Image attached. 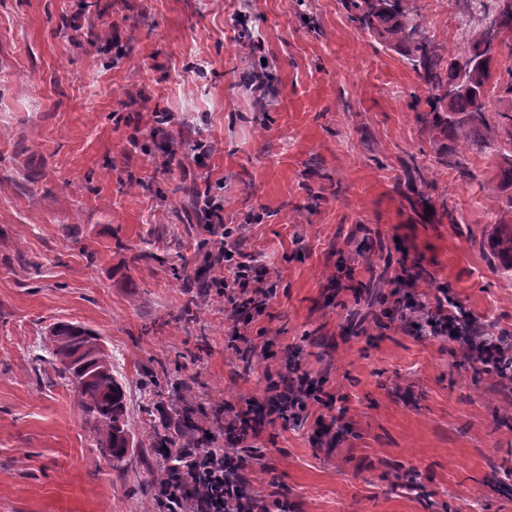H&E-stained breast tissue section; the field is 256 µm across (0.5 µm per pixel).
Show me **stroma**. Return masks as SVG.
I'll use <instances>...</instances> for the list:
<instances>
[{"instance_id": "35a3bbf8", "label": "stroma", "mask_w": 512, "mask_h": 512, "mask_svg": "<svg viewBox=\"0 0 512 512\" xmlns=\"http://www.w3.org/2000/svg\"><path fill=\"white\" fill-rule=\"evenodd\" d=\"M410 5L466 46L461 0ZM242 15L273 66L263 95L240 83ZM428 97L344 0H0V512H156L158 407L181 418L186 387L229 418L294 362L326 377L345 432L318 444L312 422L262 421L255 490L290 512H512V393L367 303L405 268L419 300L447 288L512 334L496 157L423 122ZM157 112L174 119L156 133ZM190 186L222 187L225 224L269 265L276 296L236 341L216 289L180 281L221 272ZM59 321L97 332L124 382L122 466L44 358ZM397 465L420 487H392Z\"/></svg>"}]
</instances>
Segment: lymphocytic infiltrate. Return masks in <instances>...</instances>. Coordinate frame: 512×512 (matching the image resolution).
Wrapping results in <instances>:
<instances>
[{
    "mask_svg": "<svg viewBox=\"0 0 512 512\" xmlns=\"http://www.w3.org/2000/svg\"><path fill=\"white\" fill-rule=\"evenodd\" d=\"M205 223L223 256L224 271L215 276L214 283L225 303L238 311L231 333L238 339L246 336L252 311L262 310L274 296L266 280L268 268L256 255L240 250L237 238L224 223L223 203H212ZM323 385V380L291 365L268 391L280 419L297 423L314 419L316 438L331 441L336 437L339 416L314 417L309 409L311 403H322ZM254 405V399H245L235 421L225 426L227 438L240 450L239 456H229L217 438L204 435L199 436L196 447L176 450L177 466L168 468L156 486L158 512H269L263 495L255 494L248 500L241 495L245 457L255 452L259 437L249 423Z\"/></svg>",
    "mask_w": 512,
    "mask_h": 512,
    "instance_id": "obj_1",
    "label": "lymphocytic infiltrate"
}]
</instances>
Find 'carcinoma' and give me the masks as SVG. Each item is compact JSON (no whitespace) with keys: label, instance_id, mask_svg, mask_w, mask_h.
Instances as JSON below:
<instances>
[{"label":"carcinoma","instance_id":"obj_1","mask_svg":"<svg viewBox=\"0 0 512 512\" xmlns=\"http://www.w3.org/2000/svg\"><path fill=\"white\" fill-rule=\"evenodd\" d=\"M476 0H464L469 16L478 22L469 40L468 49L443 61L442 47L425 36L421 20L414 14L408 0H347L351 20L360 28L375 32L385 42L403 49L406 63L431 90L429 111L425 120L436 129H446L461 139L468 149L481 153L498 151V143L512 145V117L509 122L490 125L485 117L490 103L485 98V85L492 78L495 56L500 48L511 50L512 43L503 35L512 32V7L500 0L492 8ZM468 69L470 90L462 92L456 85L463 69ZM496 189L504 193L512 189V154H504L497 164ZM496 236L492 241L494 254L504 269L512 270V201L500 207ZM47 352L56 364L58 377L72 386L93 420L96 447L113 462H121L133 445V432L128 416L123 381L115 374L112 357L100 344L95 331L79 324L60 322L49 331ZM497 356L468 351L469 359L483 371H494L505 380L512 379V342L500 337ZM186 401L183 425L177 437L157 434L156 445L185 448L195 445L200 425L194 419L195 408Z\"/></svg>","mask_w":512,"mask_h":512}]
</instances>
